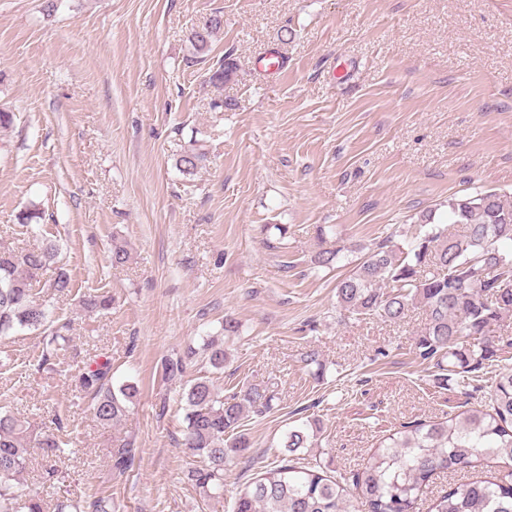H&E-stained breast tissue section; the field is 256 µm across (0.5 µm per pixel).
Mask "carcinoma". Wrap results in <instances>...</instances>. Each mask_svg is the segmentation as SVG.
<instances>
[{
	"label": "carcinoma",
	"mask_w": 512,
	"mask_h": 512,
	"mask_svg": "<svg viewBox=\"0 0 512 512\" xmlns=\"http://www.w3.org/2000/svg\"><path fill=\"white\" fill-rule=\"evenodd\" d=\"M222 26L215 16L191 33L194 49L209 51L214 33ZM237 70L231 55L218 61L213 79L224 81ZM206 161L196 148L176 160L185 175L194 174ZM448 225L435 223V213L422 216L423 234L406 249L382 241L369 250L354 272L339 280L340 307L356 315L375 316L399 323L412 309L425 315L424 328L415 342V355L439 368L459 374L499 359L495 328L512 315V197L492 190L448 199ZM58 249L42 242L15 252L0 251V336L28 329L48 336L43 361L56 354L64 326L53 325L48 301L33 293L40 271L55 263ZM54 295L73 288L64 269L51 283ZM210 366L224 368V348L207 345ZM196 352L164 362L167 379H182ZM81 391L91 397L97 420L118 422L139 395L134 382L112 388V363L103 355L78 376ZM185 422L182 445L203 458L205 465L188 471V479L208 498L224 491V466L247 448L238 433L249 412L271 408L273 395L250 385L223 396L207 377L185 386ZM310 422L288 430L283 448L292 459L273 466L241 489L233 512H351L355 508L347 483L327 475L320 464L300 462L296 453L312 445ZM52 459L61 452L53 433L36 434L26 421L0 412V512H45L43 499L17 493L14 482L26 469L32 449ZM512 458V369H499L484 405L460 419L437 423L417 422L380 442L362 471L353 476L363 512H414L419 492L437 472L472 468L492 456ZM135 448L124 441L110 452L111 469L126 473ZM55 512H112V500L90 496L83 502L61 503ZM429 512H512V480H476L456 486L439 496Z\"/></svg>",
	"instance_id": "carcinoma-1"
}]
</instances>
